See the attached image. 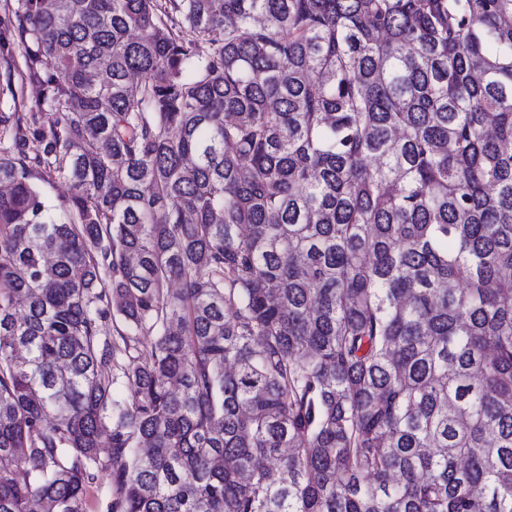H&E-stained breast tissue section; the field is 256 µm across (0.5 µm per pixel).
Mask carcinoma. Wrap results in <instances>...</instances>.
Returning a JSON list of instances; mask_svg holds the SVG:
<instances>
[{
    "mask_svg": "<svg viewBox=\"0 0 512 512\" xmlns=\"http://www.w3.org/2000/svg\"><path fill=\"white\" fill-rule=\"evenodd\" d=\"M13 19L0 512H512V0ZM14 70V86L18 102H25L27 107H30L35 101V89L32 84L23 79L22 73L24 72V57L22 51L17 46L12 49V56H8ZM110 477L100 473L96 480L87 487L86 512H106L107 502L111 498Z\"/></svg>",
    "mask_w": 512,
    "mask_h": 512,
    "instance_id": "1",
    "label": "carcinoma"
}]
</instances>
